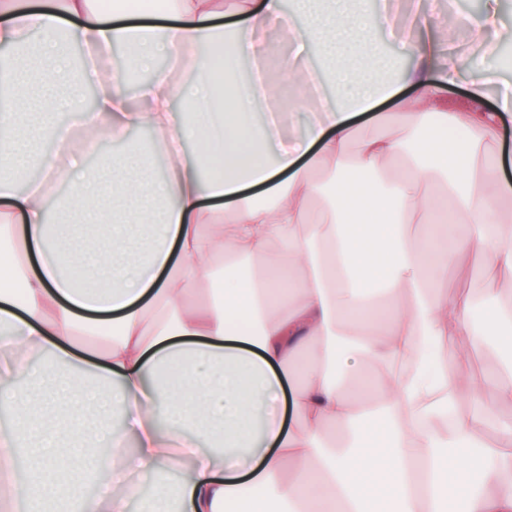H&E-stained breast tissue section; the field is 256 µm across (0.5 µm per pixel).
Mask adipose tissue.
Masks as SVG:
<instances>
[{
    "label": "adipose tissue",
    "mask_w": 512,
    "mask_h": 512,
    "mask_svg": "<svg viewBox=\"0 0 512 512\" xmlns=\"http://www.w3.org/2000/svg\"><path fill=\"white\" fill-rule=\"evenodd\" d=\"M169 0L144 12L100 0H0V46L45 33L39 76L0 57V405L16 425L0 432V466L26 462L31 490L9 488L23 512H512V363L488 375L471 358L512 329V300L493 291L447 296L430 263L480 259L489 276L512 281V195L504 164L486 157L512 121V85L493 62L501 52V0L461 18L479 63L463 71L454 37L438 19L413 17L395 34L400 51L378 52L392 28L388 6L355 0ZM279 27L293 56L273 60L261 34ZM315 42L334 73L304 65ZM136 48L134 70L157 52L169 61L141 84L133 107L104 64L114 47ZM254 64L246 83L240 60ZM194 71L193 84L180 74ZM464 85V101L448 95ZM494 108H484L489 86ZM411 94L399 98L400 89ZM205 130L178 116L177 96ZM37 99L39 123L68 112L54 140L123 139L149 128L166 159L163 181L149 158L127 154L139 177L72 181L68 202L106 228L95 249H76L50 230L46 183L81 168L78 151L41 158L45 183L15 190L27 160L11 121ZM397 99L393 112L377 101ZM310 113L307 135L282 134L284 112ZM437 195L423 192L426 184ZM467 224L445 243L410 234L412 223ZM265 272L235 277L243 259ZM99 264L111 275L85 285ZM220 278V292L196 283ZM489 311L476 332L471 314ZM467 334L452 359L442 340ZM316 345L308 358L304 349ZM40 355L36 369L28 360ZM58 391L45 394L48 381ZM105 401L98 427L111 447L96 461L75 397ZM469 404L453 426L443 408ZM381 416L382 432L367 430ZM333 425L338 438L325 439ZM494 427L500 445L479 434ZM135 448H128V440ZM149 475L151 493L130 483ZM93 482L98 493L83 496Z\"/></svg>",
    "instance_id": "1"
}]
</instances>
